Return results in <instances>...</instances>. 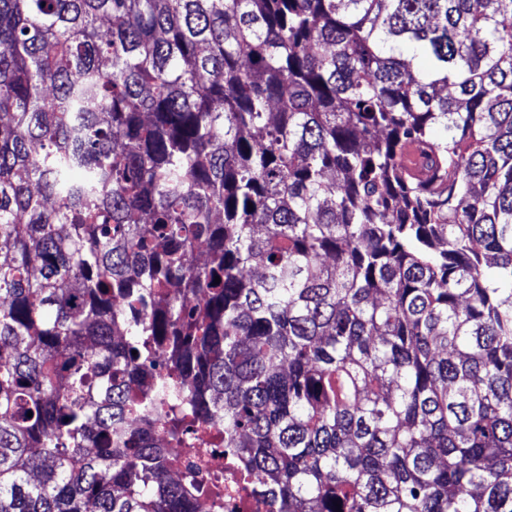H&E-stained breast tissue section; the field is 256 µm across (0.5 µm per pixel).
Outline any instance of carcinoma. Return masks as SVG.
<instances>
[{
	"label": "carcinoma",
	"instance_id": "obj_1",
	"mask_svg": "<svg viewBox=\"0 0 512 512\" xmlns=\"http://www.w3.org/2000/svg\"><path fill=\"white\" fill-rule=\"evenodd\" d=\"M174 448L512 512V0H0V512H224Z\"/></svg>",
	"mask_w": 512,
	"mask_h": 512
}]
</instances>
